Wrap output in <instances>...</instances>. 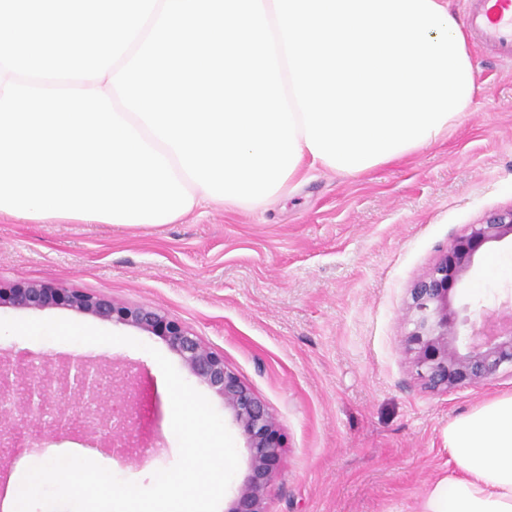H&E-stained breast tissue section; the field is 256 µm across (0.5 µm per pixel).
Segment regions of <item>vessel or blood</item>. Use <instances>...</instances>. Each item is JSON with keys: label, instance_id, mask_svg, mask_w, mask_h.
<instances>
[{"label": "vessel or blood", "instance_id": "b4317fda", "mask_svg": "<svg viewBox=\"0 0 512 512\" xmlns=\"http://www.w3.org/2000/svg\"><path fill=\"white\" fill-rule=\"evenodd\" d=\"M468 23L477 39L504 61H512V0H466Z\"/></svg>", "mask_w": 512, "mask_h": 512}]
</instances>
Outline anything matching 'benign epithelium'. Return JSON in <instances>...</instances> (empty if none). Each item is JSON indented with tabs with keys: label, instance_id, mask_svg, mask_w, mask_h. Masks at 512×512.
Segmentation results:
<instances>
[{
	"label": "benign epithelium",
	"instance_id": "7a95c632",
	"mask_svg": "<svg viewBox=\"0 0 512 512\" xmlns=\"http://www.w3.org/2000/svg\"><path fill=\"white\" fill-rule=\"evenodd\" d=\"M512 239V207L488 214L472 224L440 256L411 289L413 329L408 352L417 375L428 388L449 392L491 380L504 364L512 366V299L496 324L477 325L470 306L455 309L450 297L473 267L479 251ZM42 310L66 306L101 320L118 322L161 337L184 367L224 401V413L245 439L248 467L234 487L225 512H268L266 500L287 445L276 415L224 361L179 321L148 306H125L89 293L32 283L0 289V305ZM107 370L80 356L70 358L61 373L43 361L20 370L0 361V416L11 425L0 429V446L18 451L31 446L49 427L62 431L78 426L100 437L110 448L134 445L137 412L111 410L107 404Z\"/></svg>",
	"mask_w": 512,
	"mask_h": 512
}]
</instances>
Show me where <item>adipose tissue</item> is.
Returning a JSON list of instances; mask_svg holds the SVG:
<instances>
[{"label":"adipose tissue","mask_w":512,"mask_h":512,"mask_svg":"<svg viewBox=\"0 0 512 512\" xmlns=\"http://www.w3.org/2000/svg\"><path fill=\"white\" fill-rule=\"evenodd\" d=\"M452 466L431 481L418 512H512V395L451 420Z\"/></svg>","instance_id":"obj_1"}]
</instances>
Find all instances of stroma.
<instances>
[{"mask_svg": "<svg viewBox=\"0 0 512 512\" xmlns=\"http://www.w3.org/2000/svg\"><path fill=\"white\" fill-rule=\"evenodd\" d=\"M479 87L447 137L359 177L312 172L297 193L247 209L211 202L157 228L0 216V287L48 284L157 308L179 320L276 414L288 446L268 512H415L448 467L449 421L512 394V372L443 393L425 388L406 350L410 292L468 225L512 207V63L472 43ZM512 275L464 285L468 303L495 321ZM0 318H63L128 335L146 350L0 337L17 366L75 353L106 365L115 401L151 410L140 439L151 454H125L93 435L44 433L29 453L0 452V483L26 456L78 445L119 478L147 486L171 467L178 443L161 424L158 337L63 306L0 307Z\"/></svg>", "mask_w": 512, "mask_h": 512, "instance_id": "obj_1", "label": "stroma"}]
</instances>
